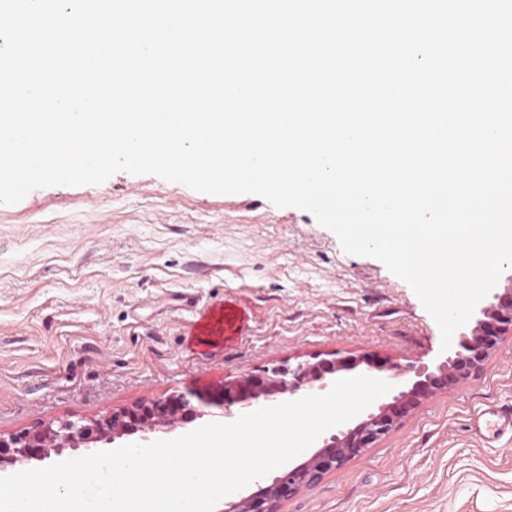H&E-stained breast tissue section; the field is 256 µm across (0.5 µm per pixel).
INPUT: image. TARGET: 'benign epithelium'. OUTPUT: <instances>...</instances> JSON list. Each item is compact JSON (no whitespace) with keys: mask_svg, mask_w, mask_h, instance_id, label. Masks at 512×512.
Instances as JSON below:
<instances>
[{"mask_svg":"<svg viewBox=\"0 0 512 512\" xmlns=\"http://www.w3.org/2000/svg\"><path fill=\"white\" fill-rule=\"evenodd\" d=\"M490 294L477 304L470 331L460 335L456 346L435 370L378 404L351 427L322 438L317 449L300 454L301 462L282 468L271 483L257 485L255 491L229 503L225 512H279L282 502L376 447L426 401L463 386L480 373L503 338L512 335V276L507 287ZM363 363L389 384L415 369L411 363L376 360L369 355L320 353L295 365L284 362L259 373L227 379L221 390L210 396L187 388L97 419H68L56 428L38 425L6 437L0 435V472L18 463L43 461L53 453L59 456L67 448L76 450L97 442L110 444L135 434L144 439L159 429L172 430L201 415L204 406L222 409L224 422L230 423L260 408L298 400L314 390L325 391L334 382L352 377Z\"/></svg>","mask_w":512,"mask_h":512,"instance_id":"1","label":"benign epithelium"}]
</instances>
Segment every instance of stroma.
<instances>
[{
  "label": "stroma",
  "instance_id": "1",
  "mask_svg": "<svg viewBox=\"0 0 512 512\" xmlns=\"http://www.w3.org/2000/svg\"><path fill=\"white\" fill-rule=\"evenodd\" d=\"M234 333L201 339L211 310ZM336 350L432 370L440 329L383 262L308 211L153 174L53 186L0 205V433L112 409ZM512 338L462 387L281 512H512Z\"/></svg>",
  "mask_w": 512,
  "mask_h": 512
}]
</instances>
